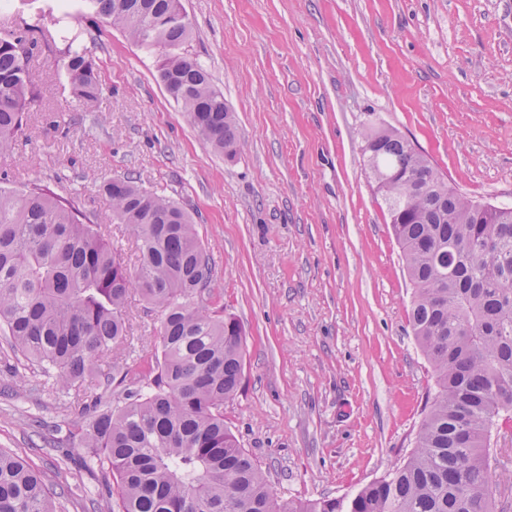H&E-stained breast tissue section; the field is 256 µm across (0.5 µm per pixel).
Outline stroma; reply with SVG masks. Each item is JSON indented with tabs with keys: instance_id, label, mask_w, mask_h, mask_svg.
<instances>
[{
	"instance_id": "35a3bbf8",
	"label": "stroma",
	"mask_w": 512,
	"mask_h": 512,
	"mask_svg": "<svg viewBox=\"0 0 512 512\" xmlns=\"http://www.w3.org/2000/svg\"><path fill=\"white\" fill-rule=\"evenodd\" d=\"M186 53L201 62L238 127L216 153L159 79L160 53L95 14L77 26L98 66L80 105L46 43L59 0L22 14L41 46L29 63L40 100L7 184L74 199L134 262L102 181L130 175L193 218L213 262L204 305L244 333L241 387L224 423L280 496L349 497L403 463L434 389L409 321L412 286L364 164L372 129H398L467 197L512 207V0H181ZM162 315L131 293L116 373H149ZM0 336V448L22 452L58 492L57 512H93L97 475L60 425L82 415L47 390ZM70 454L69 473L57 461ZM497 512H512V422L490 460Z\"/></svg>"
}]
</instances>
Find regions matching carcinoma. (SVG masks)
Wrapping results in <instances>:
<instances>
[{"label":"carcinoma","instance_id":"obj_1","mask_svg":"<svg viewBox=\"0 0 512 512\" xmlns=\"http://www.w3.org/2000/svg\"><path fill=\"white\" fill-rule=\"evenodd\" d=\"M140 46L157 49L159 76L191 125L231 158L237 127L208 72L184 52L180 0H84ZM61 2L63 69L84 106L98 99L97 69ZM27 28L0 27V153L39 100L28 75ZM413 288L410 323L435 389L409 457L346 498L298 502L271 488L224 426L242 381L240 324L200 303L213 272L190 215L134 178L106 180L112 215L135 240L131 269L97 224L42 188L0 186V334L54 385L92 404L69 441L96 467L103 512H494L490 450L512 421V211L473 201L397 130L363 147ZM162 313L147 383L125 389L100 361L124 344L132 291ZM55 492L16 452L0 448V512H55Z\"/></svg>","mask_w":512,"mask_h":512}]
</instances>
